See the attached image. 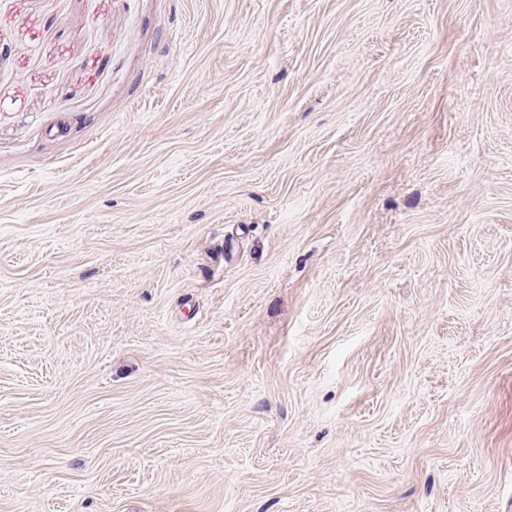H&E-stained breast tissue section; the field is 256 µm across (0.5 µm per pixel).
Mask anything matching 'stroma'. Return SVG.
Returning a JSON list of instances; mask_svg holds the SVG:
<instances>
[{
    "mask_svg": "<svg viewBox=\"0 0 512 512\" xmlns=\"http://www.w3.org/2000/svg\"><path fill=\"white\" fill-rule=\"evenodd\" d=\"M0 46V512H512V0Z\"/></svg>",
    "mask_w": 512,
    "mask_h": 512,
    "instance_id": "stroma-1",
    "label": "stroma"
}]
</instances>
